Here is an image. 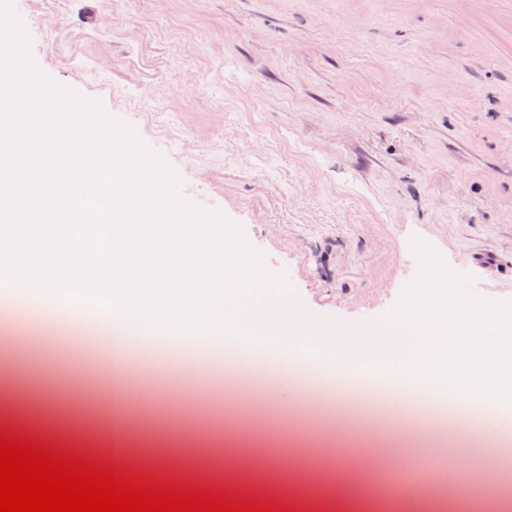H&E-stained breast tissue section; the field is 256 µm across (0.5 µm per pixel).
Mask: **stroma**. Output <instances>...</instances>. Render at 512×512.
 <instances>
[{
    "label": "stroma",
    "instance_id": "obj_1",
    "mask_svg": "<svg viewBox=\"0 0 512 512\" xmlns=\"http://www.w3.org/2000/svg\"><path fill=\"white\" fill-rule=\"evenodd\" d=\"M37 68L82 86L126 122L179 179L181 196L241 226L264 270L284 276L285 300L310 326L384 319L415 280L411 241L431 245L490 300L512 301V0H13ZM237 76L224 77L225 60ZM77 332L48 341L0 316V377L27 368L33 433L109 460L107 363L74 315ZM150 323L133 326L143 359L129 412L153 431L125 464L178 458L205 486L256 493L246 451L224 437L246 414L289 465L310 451L322 465L312 495L287 503L311 512H368L367 480L380 458L448 489L447 512H489L460 496L450 463L485 472L483 420L460 413L403 431L399 405L361 408L279 396L277 359L262 390L186 366L169 374L153 354ZM384 426L383 451L362 447L352 418ZM214 434L198 447L196 421Z\"/></svg>",
    "mask_w": 512,
    "mask_h": 512
}]
</instances>
